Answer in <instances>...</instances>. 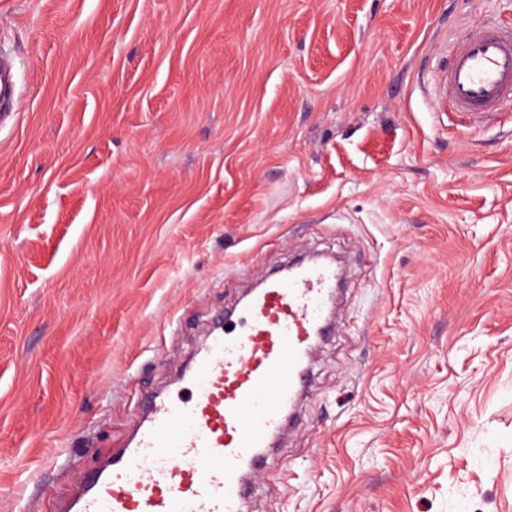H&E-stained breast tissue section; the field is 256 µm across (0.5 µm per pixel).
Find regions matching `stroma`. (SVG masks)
<instances>
[{
    "mask_svg": "<svg viewBox=\"0 0 512 512\" xmlns=\"http://www.w3.org/2000/svg\"><path fill=\"white\" fill-rule=\"evenodd\" d=\"M512 0H0V512H55L298 253L341 323L245 512H512V112L434 76ZM14 60L7 55L0 56V107H8L10 112H2L1 117L4 120L13 113V103L16 92L14 81Z\"/></svg>",
    "mask_w": 512,
    "mask_h": 512,
    "instance_id": "35a3bbf8",
    "label": "stroma"
}]
</instances>
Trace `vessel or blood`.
<instances>
[{
    "mask_svg": "<svg viewBox=\"0 0 512 512\" xmlns=\"http://www.w3.org/2000/svg\"><path fill=\"white\" fill-rule=\"evenodd\" d=\"M13 69L1 55V108L14 103ZM444 84L449 111L490 120L512 108V26L467 28L451 46ZM340 281L331 261L268 273L218 321L182 388L146 398L124 448L79 475L62 512H243L304 396Z\"/></svg>",
    "mask_w": 512,
    "mask_h": 512,
    "instance_id": "obj_1",
    "label": "vessel or blood"
}]
</instances>
